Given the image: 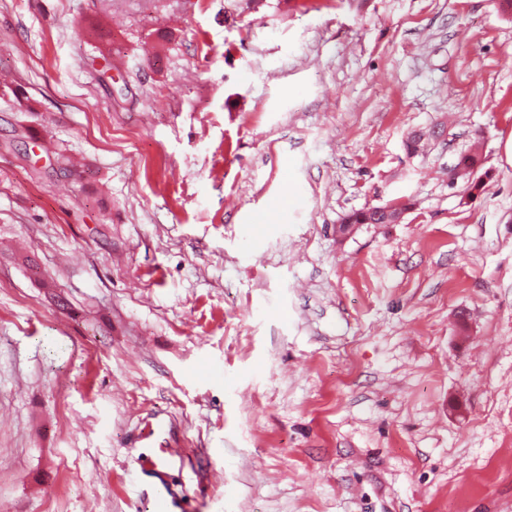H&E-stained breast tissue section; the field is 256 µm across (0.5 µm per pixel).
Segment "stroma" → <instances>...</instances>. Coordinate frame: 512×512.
<instances>
[{
    "instance_id": "1",
    "label": "stroma",
    "mask_w": 512,
    "mask_h": 512,
    "mask_svg": "<svg viewBox=\"0 0 512 512\" xmlns=\"http://www.w3.org/2000/svg\"><path fill=\"white\" fill-rule=\"evenodd\" d=\"M159 492L512 512L499 0H0V512ZM383 207L385 206L353 210L346 213L340 224L336 226L337 234L341 235L339 231L341 224H386L384 214L377 210Z\"/></svg>"
}]
</instances>
